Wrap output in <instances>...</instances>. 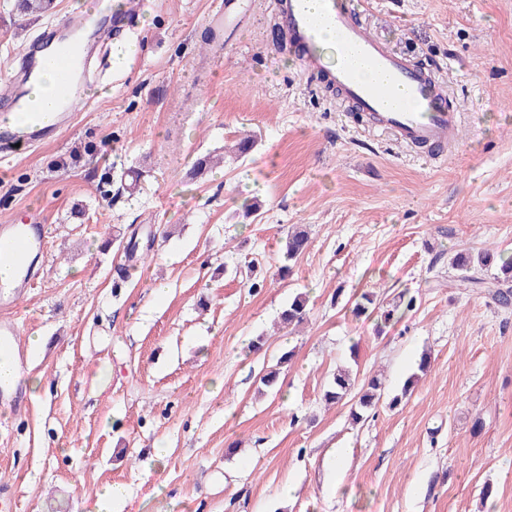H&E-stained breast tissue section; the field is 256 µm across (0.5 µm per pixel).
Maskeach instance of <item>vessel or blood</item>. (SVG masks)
<instances>
[{
    "mask_svg": "<svg viewBox=\"0 0 512 512\" xmlns=\"http://www.w3.org/2000/svg\"><path fill=\"white\" fill-rule=\"evenodd\" d=\"M101 0H86L85 10L64 16L59 28L81 30L91 25L100 13ZM270 9L288 35L307 71L323 76L335 86L342 98L367 112L376 127L412 145L447 147L455 136L459 113L439 100L435 77L407 57L390 50L381 40L368 34L354 19L355 10L348 0H317L309 7L307 0H271ZM333 30L335 60H326L321 49L322 34ZM84 45L75 38L62 43L43 58H30L28 67L39 63L53 67L56 80L53 96L63 111L52 125L42 124L38 113L29 111L16 94L13 84L0 90V144L34 142L56 135L64 126L87 91L77 74ZM45 248V227L34 222L0 225V264L13 267L11 282L0 283V311L15 308L21 295L36 280L35 258ZM16 319L0 318V359L16 371L28 362L27 350L17 339Z\"/></svg>",
    "mask_w": 512,
    "mask_h": 512,
    "instance_id": "b4317fda",
    "label": "vessel or blood"
}]
</instances>
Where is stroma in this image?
Returning <instances> with one entry per match:
<instances>
[{
	"instance_id": "stroma-1",
	"label": "stroma",
	"mask_w": 512,
	"mask_h": 512,
	"mask_svg": "<svg viewBox=\"0 0 512 512\" xmlns=\"http://www.w3.org/2000/svg\"><path fill=\"white\" fill-rule=\"evenodd\" d=\"M74 2L34 20L0 0V83ZM220 2L134 0L116 34L140 53L109 70L96 47L97 91L70 127L0 158V223L35 219L47 235L41 279L15 312L43 385L5 419L0 486L17 512H512V307L448 285L457 252L512 254V0L359 7L458 109L438 158L305 74L269 0H237L219 29ZM246 133L256 146L235 158ZM87 141L99 156L56 168ZM112 166L143 176L109 183ZM294 224L310 242L283 276ZM149 225L148 259L128 262L114 236ZM362 291H405L416 306L380 332L345 307ZM299 293L306 318L281 327ZM425 352L430 374L397 407L356 425L325 406L336 369L383 375L393 396ZM114 483L127 502L99 499Z\"/></svg>"
}]
</instances>
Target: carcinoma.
I'll return each instance as SVG.
<instances>
[{
  "label": "carcinoma",
  "instance_id": "obj_1",
  "mask_svg": "<svg viewBox=\"0 0 512 512\" xmlns=\"http://www.w3.org/2000/svg\"><path fill=\"white\" fill-rule=\"evenodd\" d=\"M55 0H15V9L23 16L42 17L53 12ZM308 233L294 227L289 230L282 241L284 258L288 261L297 259L306 249ZM493 261L489 251L472 256L469 253L456 255L449 263L448 283L457 282L461 286H481L487 289L492 299L504 307L512 305V258L501 259L499 272L488 273ZM414 297L400 294L386 303L378 299L372 291H363L356 295L349 312L357 319L380 315V327L392 326L399 321L402 311H411L415 307ZM307 313V298L296 295L280 313V320L286 325L299 322ZM356 379L349 370H339L324 391L325 401L339 404L350 400L349 417L355 424L366 420L386 398L384 383L375 377L364 381L360 389H355Z\"/></svg>",
  "mask_w": 512,
  "mask_h": 512
}]
</instances>
